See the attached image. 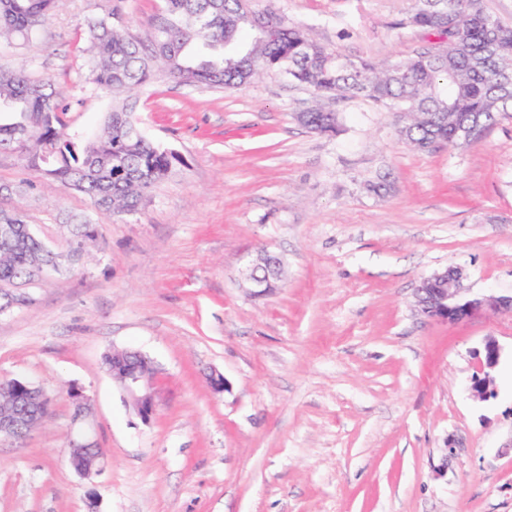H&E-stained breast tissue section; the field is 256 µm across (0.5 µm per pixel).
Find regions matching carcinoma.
I'll list each match as a JSON object with an SVG mask.
<instances>
[{
    "label": "carcinoma",
    "mask_w": 512,
    "mask_h": 512,
    "mask_svg": "<svg viewBox=\"0 0 512 512\" xmlns=\"http://www.w3.org/2000/svg\"><path fill=\"white\" fill-rule=\"evenodd\" d=\"M58 2L0 0V40L28 42ZM448 8L458 16L454 38L383 66L329 51L278 13L250 11L248 0H162L157 24L145 34L115 25L110 14L88 19L86 68L96 87L126 102L159 75L186 85L238 88L276 70L323 98L362 97L407 115L401 139L429 152L439 144L468 145L497 115L512 112V25L490 15L483 0H415L409 19L437 38V14ZM0 112L20 115L0 122V150H19L30 170L87 195L113 216L138 211L146 191L177 164L169 150L137 133L126 104L78 145L66 133V108L51 84L24 67L0 70ZM302 124L335 134L340 121L319 107L306 112ZM40 256L35 241L14 253L0 246V312L15 306L4 287L24 283Z\"/></svg>",
    "instance_id": "carcinoma-1"
}]
</instances>
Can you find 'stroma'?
Instances as JSON below:
<instances>
[{"label":"stroma","instance_id":"obj_1","mask_svg":"<svg viewBox=\"0 0 512 512\" xmlns=\"http://www.w3.org/2000/svg\"><path fill=\"white\" fill-rule=\"evenodd\" d=\"M161 0H65L30 42H0V69L50 80L78 142L114 100L85 67L89 18L150 31ZM351 59L390 63L432 45L412 0H250ZM318 97L271 71L238 90L157 78L133 105L144 137L186 160L142 209L109 217L0 153V198L55 250L62 225L99 235L29 304L0 313V376L51 396L52 414L0 439V512H512V315L447 324L413 306L421 278L465 271L466 295L512 294V113L466 148L411 151L395 113L327 101L340 131L297 113ZM387 180V194L366 191ZM280 256L279 288L243 280ZM502 348L482 401L470 384L487 338ZM137 349L157 371L150 421L103 365ZM229 383L212 391L208 377ZM91 401L110 457L86 480L67 460L70 387ZM456 449H449V442ZM302 124L318 134H335L339 130L340 121L336 112L319 107L305 112ZM264 267L266 271L270 270V274L263 277L258 275L259 267ZM282 274L281 260L268 252L258 255L257 259L251 263L245 275L246 288L251 289V294L261 296L266 294L273 287L271 278L279 281Z\"/></svg>","mask_w":512,"mask_h":512}]
</instances>
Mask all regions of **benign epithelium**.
Returning <instances> with one entry per match:
<instances>
[{
  "label": "benign epithelium",
  "instance_id": "benign-epithelium-1",
  "mask_svg": "<svg viewBox=\"0 0 512 512\" xmlns=\"http://www.w3.org/2000/svg\"><path fill=\"white\" fill-rule=\"evenodd\" d=\"M21 212L20 208L0 210V242L13 249L23 248L29 240L37 238L35 225L17 223L16 218ZM83 249L84 243L81 242L70 246L66 252L59 253L47 244H42L43 259L35 266L34 280L42 279L50 270L70 269L80 261ZM281 274V260L273 254L263 252L247 269L246 287L251 289L254 296L264 295L273 287L272 280H280ZM463 277V270L458 267H449L428 276V280L435 287L424 288L419 285L415 288L418 311L430 319L448 324L468 321L487 308L512 314V295L467 298L463 295ZM501 357L502 349L498 342L492 338L486 339L482 350L476 353L478 372L471 379L473 396L486 400L495 395V390L491 387L490 371L497 367ZM152 365V359L140 351H112V377L121 383L136 414L144 422L149 421L156 410L155 393L148 383ZM24 395L33 396L39 402V413L33 423V428L36 429L51 413L52 399L45 390L33 383L25 387ZM70 398L74 412L68 461L79 476L90 478L104 467L107 451L92 440L87 427L92 416L89 398L78 389L71 390ZM24 414V407L19 400L14 402L9 411L0 412V437L12 434L16 422Z\"/></svg>",
  "mask_w": 512,
  "mask_h": 512
}]
</instances>
